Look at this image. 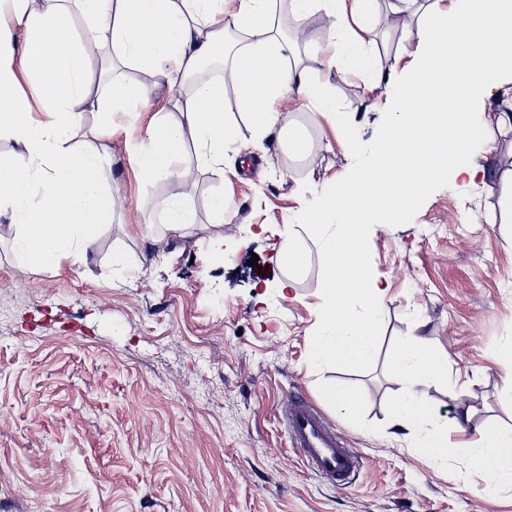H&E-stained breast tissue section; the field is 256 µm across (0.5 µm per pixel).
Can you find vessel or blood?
<instances>
[{
    "instance_id": "obj_1",
    "label": "vessel or blood",
    "mask_w": 512,
    "mask_h": 512,
    "mask_svg": "<svg viewBox=\"0 0 512 512\" xmlns=\"http://www.w3.org/2000/svg\"><path fill=\"white\" fill-rule=\"evenodd\" d=\"M293 448L302 462L326 476L345 484L360 466L358 455L324 422L305 399H296L283 415Z\"/></svg>"
}]
</instances>
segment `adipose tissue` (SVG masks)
Returning <instances> with one entry per match:
<instances>
[{"label": "adipose tissue", "mask_w": 512, "mask_h": 512, "mask_svg": "<svg viewBox=\"0 0 512 512\" xmlns=\"http://www.w3.org/2000/svg\"><path fill=\"white\" fill-rule=\"evenodd\" d=\"M274 3L237 0L228 12L223 0H0V136L27 156L23 163L0 156V214H10L17 227L19 261L38 268L82 261L101 226L112 221V156L101 141L111 136L115 114L148 105L151 86L113 80V59L147 74L151 84L175 87L204 61L225 57L223 81L175 98L154 115L146 142L133 145L147 185L184 178L180 160L190 140L198 166L223 164L225 148L239 138L224 113L225 85L234 87L259 135L280 124L275 104L287 91L320 115L335 116L326 86L285 54ZM319 10L327 21L312 42L327 69L358 74L371 90L392 89L386 133L350 175L331 179L317 221L307 227L322 260L321 316L309 359L342 371L370 366L379 348L384 294L366 263L372 218L402 220L440 180L466 190L495 175L478 158L494 149L485 121L491 92L512 84V0H290L296 36ZM381 15L388 32H401L412 46L411 67L378 65L368 35ZM17 26L26 32L20 48ZM105 45L111 53L98 77L111 82L112 93L103 98L90 95L87 73L90 57ZM24 78L42 98V116H34L20 89ZM88 112L99 121L86 130ZM389 368L400 384L394 423L411 431L418 454L447 460L456 451L449 425L470 420L466 413L451 423L433 418L427 389L447 379V358L421 337L404 336ZM467 455L495 488H512V427L478 430Z\"/></svg>", "instance_id": "obj_1"}]
</instances>
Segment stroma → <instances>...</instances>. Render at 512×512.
<instances>
[{"mask_svg": "<svg viewBox=\"0 0 512 512\" xmlns=\"http://www.w3.org/2000/svg\"><path fill=\"white\" fill-rule=\"evenodd\" d=\"M303 65L336 99L352 131L292 95L276 103L303 126L310 155L289 164L287 132L256 137L233 91L224 111L238 143L219 169L187 160V179L144 184L130 150L176 91L151 90L137 119L120 116L109 142L116 205L81 263L20 264L16 228L0 216V512H512L462 450L435 463L393 425L398 386L389 360L415 334L449 361L447 383L427 390L439 418L469 412L477 429L512 426V366L492 353L512 336V128L486 121L496 175L460 191L439 182L396 224L368 227L366 261L384 292L371 367L314 369L310 336L321 306L322 261L304 226L332 176L356 163L352 141L382 131L368 91L352 74ZM223 193L234 214L219 224L207 202ZM185 195L194 222L159 244L145 220ZM224 237L216 261L208 241ZM296 239L308 266L296 289L280 251ZM257 265H250V258ZM327 383L360 395L357 417L321 396ZM306 398L362 464L340 486L306 467L282 422Z\"/></svg>", "mask_w": 512, "mask_h": 512, "instance_id": "35a3bbf8", "label": "stroma"}]
</instances>
